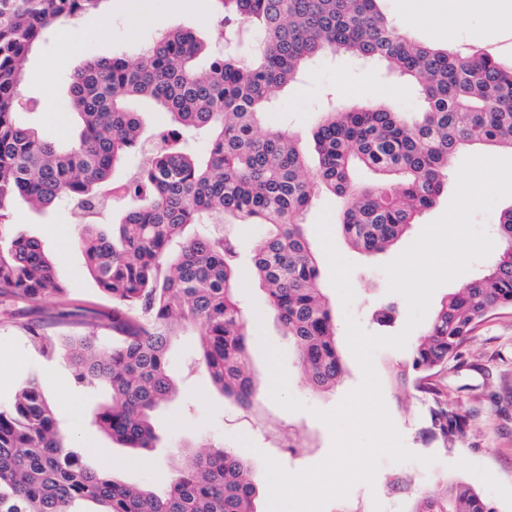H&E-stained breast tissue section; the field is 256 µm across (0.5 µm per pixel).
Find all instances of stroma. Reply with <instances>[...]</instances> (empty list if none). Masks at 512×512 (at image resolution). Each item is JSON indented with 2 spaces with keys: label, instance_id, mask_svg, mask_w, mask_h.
<instances>
[{
  "label": "stroma",
  "instance_id": "obj_1",
  "mask_svg": "<svg viewBox=\"0 0 512 512\" xmlns=\"http://www.w3.org/2000/svg\"><path fill=\"white\" fill-rule=\"evenodd\" d=\"M410 0H379L381 12L403 33L429 45L451 49L476 45L502 62L512 63V49L503 48L499 30L476 20L449 21L447 16L413 22L408 18ZM106 27H99L89 15L49 32L30 54L22 88V120L41 134L69 140L74 129L69 118L67 86L70 76L83 61L125 53L136 58L153 40L178 27L193 28L203 42H210L215 19L213 0H105ZM352 109L384 105L399 112H413L419 98L413 88L388 72L383 64L365 63L342 53L329 54L312 63L282 97L280 110L267 113L265 123L294 132L302 144H309L314 123L327 101ZM449 196H442L423 212L405 236L388 253L367 257L348 248L336 247L354 263L351 284L355 299L349 309H341V299L330 283L328 262H321V284L336 305L338 325L355 317L368 333H376L371 320L373 308L381 302H399V295L387 291L381 270L404 250L427 224L446 210ZM15 234L39 239L53 259L59 277L68 284L75 306H107L108 300L88 274L85 256L78 244L82 227L69 209L56 205L42 212L17 203L8 218ZM242 307L253 336H266L280 349H288L273 311L250 274L242 276ZM40 312L25 302L0 303V401L12 395L17 378L30 370L38 371L46 395L55 403L60 428L72 445L84 449L85 463L94 469L112 471L126 483L161 491L176 470L188 448L206 441H221L238 447L239 436H247L258 447L246 452L259 494L257 512H267L268 488L261 454H269L287 469L298 471L323 461L331 452L333 437L326 425L314 418L311 408L331 410L362 382V372L347 344L338 334L337 344L345 360L346 374L336 390L309 391L302 383L294 359H287L292 393L305 402L307 411L290 413L262 396L253 413L243 412L224 399L208 373L192 363L196 348L193 333H185L171 358L178 394L160 406L152 416L155 432L153 447L137 452L123 448L100 431L95 416L107 402V387H78L71 381L69 361L63 355H43L27 338L28 325L38 323ZM406 351L383 348L375 355V368L391 418L401 432L406 447L414 453L433 457L431 466L383 462L373 485L356 484L346 498L332 501L326 512H374L375 500H382L384 512H412L415 495L434 490L445 480L471 485L496 512H512V309L491 313L470 333L453 367L441 378L439 387L449 404L467 420L464 436L454 448L443 449L424 439L421 402L415 396L395 392L389 384L392 366L404 360ZM302 429L309 448L295 455L282 454L277 446L280 430ZM409 473L412 489L393 500L385 492L394 475Z\"/></svg>",
  "mask_w": 512,
  "mask_h": 512
}]
</instances>
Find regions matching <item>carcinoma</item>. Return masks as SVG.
I'll return each instance as SVG.
<instances>
[{
	"instance_id": "1",
	"label": "carcinoma",
	"mask_w": 512,
	"mask_h": 512,
	"mask_svg": "<svg viewBox=\"0 0 512 512\" xmlns=\"http://www.w3.org/2000/svg\"><path fill=\"white\" fill-rule=\"evenodd\" d=\"M103 0H0V298L54 310L27 328L44 353L63 351L78 386L112 388L101 429L126 448L153 447L151 416L174 393L170 353L177 337H198L199 364L244 412L260 392L250 374L246 317L239 301V244L232 227L260 224L252 274L288 336L300 375L313 392L336 389L343 366L333 306L320 286L316 252L303 217L321 193L345 200L337 227L366 255L387 251L448 187V160L464 150L512 152V67L481 49L432 48L400 32L377 0H215L216 43L208 64L188 30L153 41L134 61L115 54L87 62L68 82L77 119L69 143L40 135L18 119L24 63L46 31L98 10ZM253 41L252 55L234 47ZM384 62L421 95L411 116L388 108L321 113L317 160L309 165L285 129L261 130L263 117L301 69L328 53ZM132 99L151 102L169 124L145 134ZM173 136L128 172L112 200V234L86 227L80 246L88 273L112 308H75L40 241L14 235L13 201L44 209L67 202L90 209L117 185L112 172L134 150ZM205 146L194 147L197 135ZM358 169L370 182L356 181ZM225 224L222 236L193 230ZM503 249L489 269L443 298L391 384L423 397L422 435L452 448L466 419L448 404L437 377L457 362L468 335L495 309L512 308V206L496 227ZM397 307H374L388 328ZM108 322L115 336L97 335ZM78 330L64 341L49 329ZM55 404L40 376L23 377L0 403V512H257L247 460L235 448L207 444L188 454L167 489L126 485L85 466L58 437ZM412 512H495L469 484H443L416 497Z\"/></svg>"
}]
</instances>
